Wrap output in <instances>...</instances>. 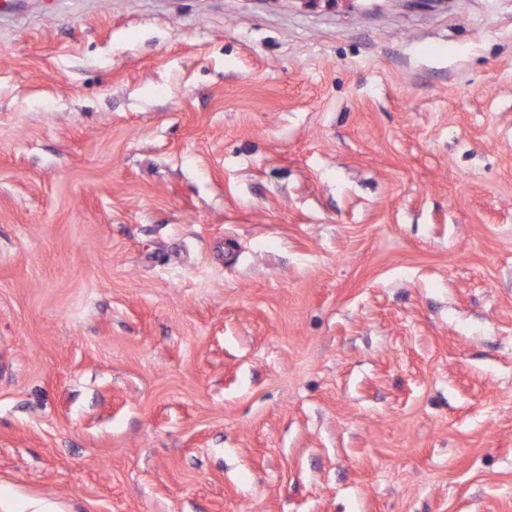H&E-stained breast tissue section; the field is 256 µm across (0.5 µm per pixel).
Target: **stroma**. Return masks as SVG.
<instances>
[{
    "label": "stroma",
    "mask_w": 512,
    "mask_h": 512,
    "mask_svg": "<svg viewBox=\"0 0 512 512\" xmlns=\"http://www.w3.org/2000/svg\"><path fill=\"white\" fill-rule=\"evenodd\" d=\"M0 512H512V0H14Z\"/></svg>",
    "instance_id": "35a3bbf8"
}]
</instances>
